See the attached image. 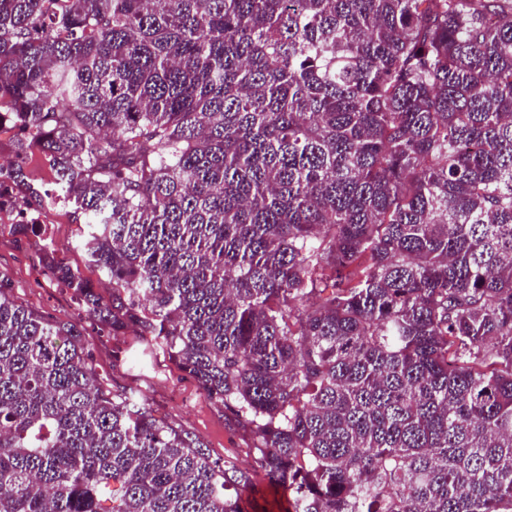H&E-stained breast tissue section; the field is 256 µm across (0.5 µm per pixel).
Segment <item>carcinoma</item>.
Returning a JSON list of instances; mask_svg holds the SVG:
<instances>
[{
	"label": "carcinoma",
	"mask_w": 512,
	"mask_h": 512,
	"mask_svg": "<svg viewBox=\"0 0 512 512\" xmlns=\"http://www.w3.org/2000/svg\"><path fill=\"white\" fill-rule=\"evenodd\" d=\"M286 512H512V0H0V101ZM0 275V512H250ZM109 506H103V503Z\"/></svg>",
	"instance_id": "cac0c4a2"
}]
</instances>
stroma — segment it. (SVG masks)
<instances>
[{"instance_id":"1","label":"stroma","mask_w":512,"mask_h":512,"mask_svg":"<svg viewBox=\"0 0 512 512\" xmlns=\"http://www.w3.org/2000/svg\"><path fill=\"white\" fill-rule=\"evenodd\" d=\"M17 137V129L0 128V165L22 163L28 175L26 184L10 188L14 205L0 207V274L11 281L14 299L52 322L80 324L101 384L113 393L147 400L155 417L191 433L212 457L253 472L255 481L263 482L248 433L222 406L207 400L197 383L167 359L132 360L130 352L138 344L133 330L116 336L100 332L71 291L46 275L40 259L50 250L62 264L79 268L103 297L112 295L111 285L81 247L85 215L54 195L53 172L43 154L17 158ZM27 217L45 225V232L16 234L14 225Z\"/></svg>"}]
</instances>
